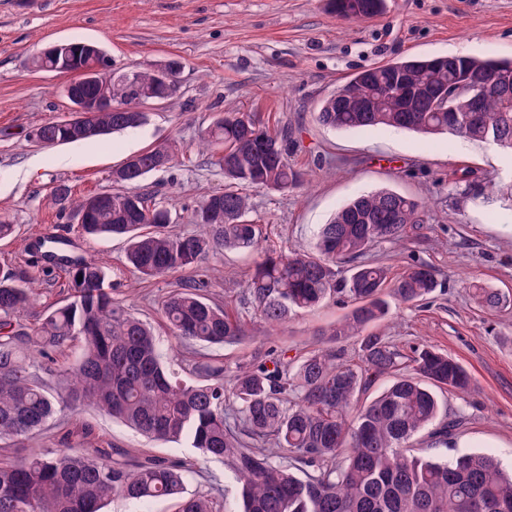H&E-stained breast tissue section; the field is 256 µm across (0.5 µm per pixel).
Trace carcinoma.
I'll return each instance as SVG.
<instances>
[{
  "label": "carcinoma",
  "instance_id": "carcinoma-1",
  "mask_svg": "<svg viewBox=\"0 0 512 512\" xmlns=\"http://www.w3.org/2000/svg\"><path fill=\"white\" fill-rule=\"evenodd\" d=\"M512 83V59L471 55L406 56L351 74L320 103L316 121L331 129L389 127L441 133L512 150V95L484 99L479 122L469 121L472 90L464 74ZM154 67L139 69L145 101L161 100ZM433 86L438 98L400 111L389 91L392 78ZM112 102H127V86L108 74ZM458 110L448 124L444 103ZM96 138L141 127L129 112H96ZM52 144L72 142L69 128L46 123ZM205 145H224L217 165L224 190L195 210V230H170V209L136 191L112 193V208L91 213L81 225L88 236L123 237L124 267L145 280L192 269L197 279L171 290L160 314L182 346L234 345L248 338L245 321L229 304L207 295V260L226 250L257 251L247 274L244 304L275 332L292 316L341 295L351 311L323 333L321 345L293 357L257 351L224 374L219 361H195L192 381L162 358L151 324L113 296L118 274L102 261L60 253L65 240L36 237L20 264L0 276V512H103L120 497L131 502H175V512H512V475L489 454L449 459L414 452L432 425L439 403L430 387L466 391L470 376L447 354L417 346L405 353L372 327L391 314V304L420 302L437 287L434 270L418 261L400 273L362 260L382 243L403 244L420 223L423 204L393 189L362 194L320 227L312 249L288 254L262 246V228L250 219L244 187L286 192L302 180L288 162L287 136L251 116L217 117L202 135ZM176 142L138 153L117 183L168 168ZM64 269L70 296L26 324L36 297L32 270ZM478 304L493 309L499 294L476 286ZM357 358L345 360V344ZM81 347L72 362L70 352ZM384 377L393 381L376 397L361 396ZM91 408L144 437L185 443L203 460L224 463L235 479L233 503L218 510L209 490L188 491L198 461L144 462L113 459L89 447L92 429L68 430L52 448L16 457L8 444L39 436L50 423ZM448 422L428 433L448 446Z\"/></svg>",
  "mask_w": 512,
  "mask_h": 512
}]
</instances>
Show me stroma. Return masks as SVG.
<instances>
[{
	"label": "stroma",
	"instance_id": "35a3bbf8",
	"mask_svg": "<svg viewBox=\"0 0 512 512\" xmlns=\"http://www.w3.org/2000/svg\"><path fill=\"white\" fill-rule=\"evenodd\" d=\"M75 38L98 44L117 70L179 59L177 89L145 105L148 120L138 129L36 146L29 139L34 127L68 116L64 88L72 77L37 70L31 60ZM433 54L511 58L512 0H386L382 14L363 20L336 17L328 0H0V220L15 227L12 238L0 241V269L22 258L36 235L65 237L72 253L121 270L119 296L152 323L164 360H191V353L175 348L158 312L161 298L188 271L154 281L123 271L125 241L86 236L72 202L113 189L112 173L130 155L174 141L178 161L146 175L138 189L168 204L173 231L192 230L196 206L224 187L216 164L221 147L201 144L213 118L244 112L274 129L288 126V161L303 172V182L285 193L248 191L264 246L285 253L310 249L319 225L366 192L391 188L420 200L421 222L407 245H379L368 258L396 273L411 262L425 263L438 286L425 301L397 307L377 330L405 348L434 347L467 369V394L439 392L440 418L462 415L458 430L473 451L511 469L512 153L449 133L334 130L314 118L322 99L358 69ZM61 184L70 188L71 201L56 200ZM254 260V253L236 250L216 256L212 299L238 305ZM472 282L504 294L506 305L479 307ZM350 309L326 301L273 335L251 317L248 341L205 346L201 354L228 370L259 346L293 355L317 347L321 331ZM80 420L93 426L95 446L121 449L133 461L195 454L91 410Z\"/></svg>",
	"mask_w": 512,
	"mask_h": 512
}]
</instances>
